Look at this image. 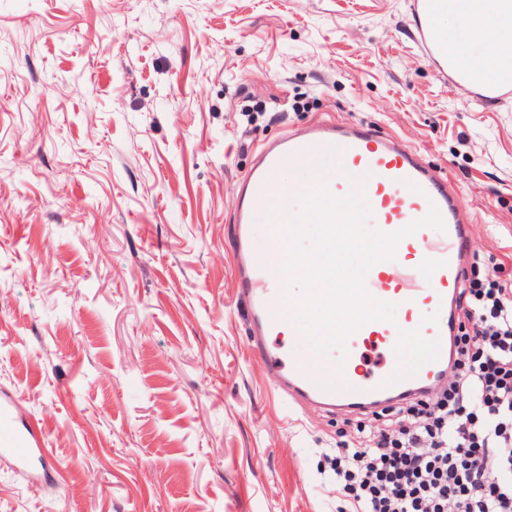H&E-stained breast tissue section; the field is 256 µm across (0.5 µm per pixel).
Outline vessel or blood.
Masks as SVG:
<instances>
[{
    "label": "vessel or blood",
    "instance_id": "1",
    "mask_svg": "<svg viewBox=\"0 0 512 512\" xmlns=\"http://www.w3.org/2000/svg\"><path fill=\"white\" fill-rule=\"evenodd\" d=\"M428 20L422 32L431 46L435 65L454 69L448 48L436 35L433 20L438 0H422ZM335 146L341 172L326 181L335 198L351 189V178L363 181L374 230L399 233L437 208L442 229L429 226L401 236L395 258L374 264L365 288L375 299L394 304L395 322L369 321L349 334L343 348L332 350L326 362H317L309 350L282 354L268 344L272 335L295 330L298 300L278 267L286 253L277 223L267 220L273 203L298 213L296 194L301 183H284L283 169H300ZM263 224L266 243L254 246V226ZM472 247V228L457 204V192L443 175L424 166L415 150L376 130L355 125L323 123L304 133L289 135L262 150L258 164L244 182L235 226L234 259L239 292L256 330L250 345L252 359L275 375L288 397L326 410H361L395 403L429 392L448 370L452 351L456 300L461 291L464 260ZM415 349H408V342ZM0 459L28 479H44L54 460L36 428L18 425L15 403L0 398Z\"/></svg>",
    "mask_w": 512,
    "mask_h": 512
}]
</instances>
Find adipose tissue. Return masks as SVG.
Masks as SVG:
<instances>
[{"label": "adipose tissue", "instance_id": "ef3b65f1", "mask_svg": "<svg viewBox=\"0 0 512 512\" xmlns=\"http://www.w3.org/2000/svg\"><path fill=\"white\" fill-rule=\"evenodd\" d=\"M440 34L474 85L487 86L512 78V0H441ZM480 39V53L466 51Z\"/></svg>", "mask_w": 512, "mask_h": 512}]
</instances>
